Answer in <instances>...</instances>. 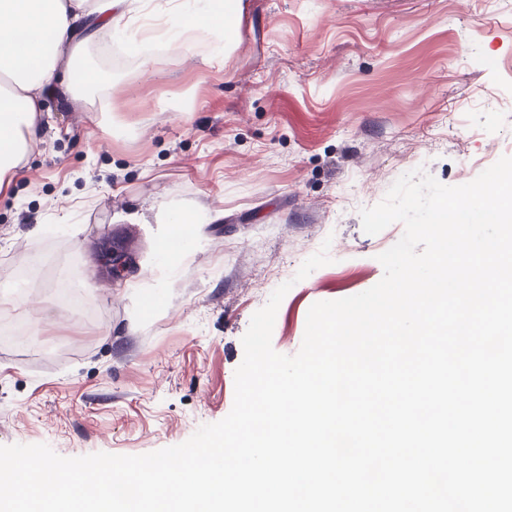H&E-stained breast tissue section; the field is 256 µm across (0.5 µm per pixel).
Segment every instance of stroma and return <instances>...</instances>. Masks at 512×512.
<instances>
[{
	"instance_id": "obj_1",
	"label": "stroma",
	"mask_w": 512,
	"mask_h": 512,
	"mask_svg": "<svg viewBox=\"0 0 512 512\" xmlns=\"http://www.w3.org/2000/svg\"><path fill=\"white\" fill-rule=\"evenodd\" d=\"M230 54L96 38L97 85L49 91L0 196V445L78 457L183 443L234 401L242 337L282 283L273 349L309 308L378 283L360 210L403 174L512 156V0H242ZM204 216L187 241L169 212ZM131 259L110 277L105 242ZM329 243L332 264L303 280Z\"/></svg>"
}]
</instances>
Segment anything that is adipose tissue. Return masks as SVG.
I'll use <instances>...</instances> for the list:
<instances>
[{
  "label": "adipose tissue",
  "mask_w": 512,
  "mask_h": 512,
  "mask_svg": "<svg viewBox=\"0 0 512 512\" xmlns=\"http://www.w3.org/2000/svg\"><path fill=\"white\" fill-rule=\"evenodd\" d=\"M239 0H173L163 13L147 0H0V194L39 139L37 115L49 87L65 95L95 83L76 61L85 44L111 33L141 51L154 33L192 50L208 43L233 48V31L222 23Z\"/></svg>",
  "instance_id": "adipose-tissue-1"
}]
</instances>
